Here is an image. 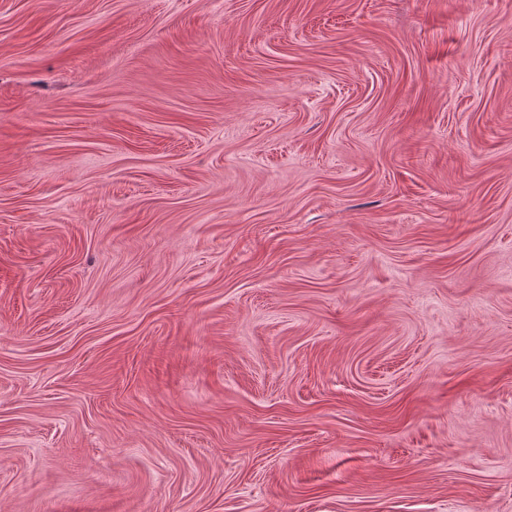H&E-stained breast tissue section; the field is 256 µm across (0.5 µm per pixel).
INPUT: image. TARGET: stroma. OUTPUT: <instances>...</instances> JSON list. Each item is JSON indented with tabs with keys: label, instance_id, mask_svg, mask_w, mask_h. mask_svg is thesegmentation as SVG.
I'll return each mask as SVG.
<instances>
[{
	"label": "stroma",
	"instance_id": "stroma-1",
	"mask_svg": "<svg viewBox=\"0 0 512 512\" xmlns=\"http://www.w3.org/2000/svg\"><path fill=\"white\" fill-rule=\"evenodd\" d=\"M0 512H512V0H0Z\"/></svg>",
	"mask_w": 512,
	"mask_h": 512
}]
</instances>
